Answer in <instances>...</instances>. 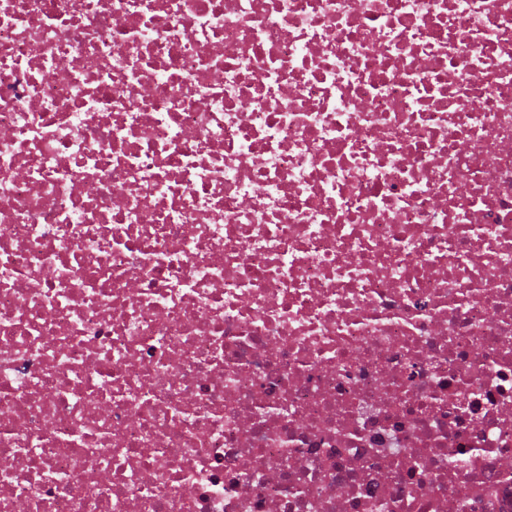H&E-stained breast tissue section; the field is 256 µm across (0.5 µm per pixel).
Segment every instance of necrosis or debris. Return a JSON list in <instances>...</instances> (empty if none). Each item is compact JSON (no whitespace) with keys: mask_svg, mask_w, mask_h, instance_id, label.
<instances>
[{"mask_svg":"<svg viewBox=\"0 0 512 512\" xmlns=\"http://www.w3.org/2000/svg\"><path fill=\"white\" fill-rule=\"evenodd\" d=\"M0 512H512V0H0Z\"/></svg>","mask_w":512,"mask_h":512,"instance_id":"4bbe7bcc","label":"necrosis or debris"}]
</instances>
